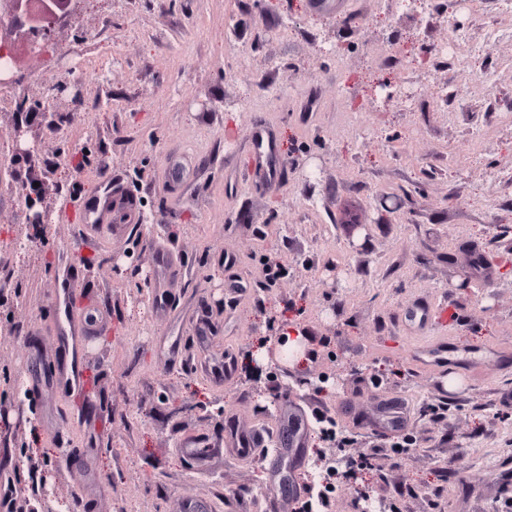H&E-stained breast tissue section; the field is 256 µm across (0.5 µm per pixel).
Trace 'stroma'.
Instances as JSON below:
<instances>
[{"label":"stroma","mask_w":512,"mask_h":512,"mask_svg":"<svg viewBox=\"0 0 512 512\" xmlns=\"http://www.w3.org/2000/svg\"><path fill=\"white\" fill-rule=\"evenodd\" d=\"M452 44L453 53L440 48ZM0 93V469L36 512H512V11L501 0H76ZM59 107L54 129L41 114ZM260 123L282 175L243 179ZM38 140L13 156L15 126ZM88 152L90 162L72 166ZM49 171L47 224L11 173ZM131 201L87 244L81 205ZM161 237L182 268L161 281ZM235 266L226 267L225 257ZM78 271L64 275L67 265ZM279 276L266 287L264 270ZM66 289L94 327L92 403L57 379ZM164 292L175 314L155 307ZM426 303L418 327L403 315ZM300 360L283 357L289 333ZM441 364L421 363L426 339ZM22 380L26 396L9 394ZM294 402L286 412L284 401ZM401 400V429L379 409ZM447 403L446 419L425 415ZM262 430L279 451L179 443ZM409 451L396 452L402 438ZM334 457V472L317 458Z\"/></svg>","instance_id":"stroma-1"}]
</instances>
